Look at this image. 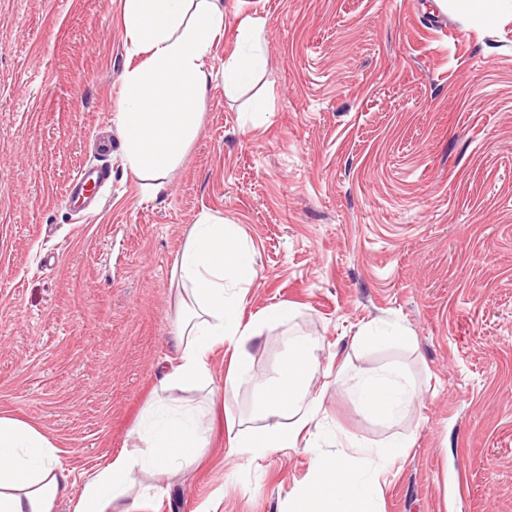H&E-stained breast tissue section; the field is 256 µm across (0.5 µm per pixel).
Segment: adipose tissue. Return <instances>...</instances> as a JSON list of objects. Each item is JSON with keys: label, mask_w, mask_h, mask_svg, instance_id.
I'll list each match as a JSON object with an SVG mask.
<instances>
[{"label": "adipose tissue", "mask_w": 512, "mask_h": 512, "mask_svg": "<svg viewBox=\"0 0 512 512\" xmlns=\"http://www.w3.org/2000/svg\"><path fill=\"white\" fill-rule=\"evenodd\" d=\"M122 23L134 58L122 77L118 114L123 165L137 177L152 179L160 192L196 129L197 109L211 78L207 58L224 33V5L222 0H123ZM237 39L241 50L224 60L228 96L265 64L258 24L241 21ZM174 272L186 286L177 319L178 358L161 378L160 389H212L210 358L223 345L230 351L226 388L249 381L256 341L269 326L287 322L293 307L280 304L244 317V292L256 276L254 254L233 225L213 218L194 224ZM317 350L312 337L289 338L276 377L255 389L258 426L228 434L231 456L253 461L298 447L320 411L318 399L308 394L319 366ZM339 372L370 415L393 419L414 399L398 370L354 372L345 363ZM212 431V423L202 422L196 410L154 400L133 432V451L111 457L75 497L48 436L0 411V512H55L58 500L66 497L73 500L72 512H138L131 495L134 471L163 475L200 461ZM404 451L401 444L386 449L354 442L349 449L317 456L307 484L289 496L288 512H377L379 476Z\"/></svg>", "instance_id": "1"}]
</instances>
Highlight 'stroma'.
<instances>
[{
    "instance_id": "35a3bbf8",
    "label": "stroma",
    "mask_w": 512,
    "mask_h": 512,
    "mask_svg": "<svg viewBox=\"0 0 512 512\" xmlns=\"http://www.w3.org/2000/svg\"><path fill=\"white\" fill-rule=\"evenodd\" d=\"M121 12L122 0H0V411L48 435L76 494L129 448L176 357L175 262L208 214L254 253L244 316L297 314L258 339L251 381L166 400L248 423L255 382L307 335L321 409L298 447L241 462L218 435L199 462L134 472L139 512H287L318 454L407 439L379 512H512V14L224 0L196 133L157 195L122 161ZM246 18L266 63L230 98L224 57ZM259 97L268 112H253ZM94 166L111 174L99 205L64 209ZM373 322L408 341L358 343ZM346 360L401 366L407 414L363 413L336 382Z\"/></svg>"
}]
</instances>
